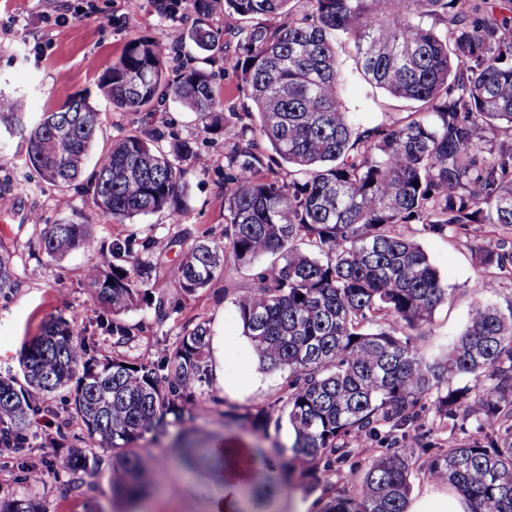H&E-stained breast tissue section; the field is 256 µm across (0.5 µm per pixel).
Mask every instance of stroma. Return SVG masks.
Listing matches in <instances>:
<instances>
[{"instance_id": "obj_1", "label": "stroma", "mask_w": 512, "mask_h": 512, "mask_svg": "<svg viewBox=\"0 0 512 512\" xmlns=\"http://www.w3.org/2000/svg\"><path fill=\"white\" fill-rule=\"evenodd\" d=\"M81 2L0 0V97L24 100L35 120L73 97H86L101 114L95 146L99 152L111 146L113 140L136 131L157 129L166 136L193 141L198 155L209 158L210 163L204 168L194 162L189 164L185 176L187 193L179 214L165 211L124 222L99 218L90 226L92 236L103 245L127 239L136 246L144 238H153L158 246L151 259L167 268L180 262L198 239L224 238L223 187L229 172L224 135L203 131L193 113L169 98L138 112L113 108L98 97L96 84L131 40L148 37L166 44L174 32L189 30L190 25L163 17L155 0H94V13L82 17L76 13ZM234 48V43L225 42L223 54L216 56L207 69L213 75L225 111L240 113L242 123L247 124L254 105L231 66ZM342 102L364 126L391 123L405 117L409 110L407 103L371 87L359 76L344 87ZM93 209V196L86 183L59 190L31 167L16 138L0 132V249L11 253L18 278L16 291L0 296V373L18 372L24 345L52 319L86 330L99 353H111L112 338L96 325L99 308L85 280L90 255L79 249L52 259L39 247L44 225L70 217L75 210ZM408 231L415 235L454 293L451 303L436 310L427 347L436 349L457 337L475 301L501 308L512 302V277L476 265V237L465 233L433 236L416 224ZM481 278L493 280L495 286L479 295L474 286ZM252 279V270L227 265L223 276L187 301L179 295L174 281L161 278L153 289L170 301L167 320L157 323L153 315L140 310L124 316L133 328L127 350L131 359L154 356L172 343L183 327L205 321L213 339L223 342L225 378L244 372L253 377L252 384L235 397L225 395L215 378H207L193 418L164 433H146L140 454L161 461L160 484L145 497L151 512H197L194 501L169 497L164 490L171 475L182 470L172 452L177 436H185L202 447L221 438L228 447L249 451L287 445L293 439V431L285 423L270 429L268 437L263 438L224 421L227 407L255 411L274 402L287 378L286 373L260 369L237 321L233 291L249 287ZM48 405V410L38 415L24 448L9 460L0 459V500L36 497L46 503L49 512H126L125 504L112 497L108 480L112 455L107 451L100 454V474L86 477L82 487H75L66 476L35 487L24 483L21 462H35L44 455V442L56 435L57 417L67 408L66 402L56 398L49 399Z\"/></svg>"}]
</instances>
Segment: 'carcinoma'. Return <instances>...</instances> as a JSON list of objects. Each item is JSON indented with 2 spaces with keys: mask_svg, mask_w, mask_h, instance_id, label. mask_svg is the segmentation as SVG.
I'll return each instance as SVG.
<instances>
[{
  "mask_svg": "<svg viewBox=\"0 0 512 512\" xmlns=\"http://www.w3.org/2000/svg\"><path fill=\"white\" fill-rule=\"evenodd\" d=\"M192 27L177 35L208 61L224 52L208 23L216 6L250 21L233 31L234 70L249 89L256 119L232 122L212 77L195 66L171 71L150 39L130 43L99 82L114 108L139 112L169 97L196 114L206 131H224L233 173L224 180V241L202 239L175 266L151 261L149 237L132 251L114 240L103 250L91 216L75 212L47 224L40 248L52 258L75 249L95 256L86 272L112 354L97 353L84 332L61 321L27 343L22 377L0 373V457L27 442L35 421L32 396L65 392L79 441L112 452V493L128 505L141 498L151 466L135 447L152 429L183 421L209 372L211 329H184L157 356L131 361L117 348L131 338L123 315L147 310L162 322L168 302L151 282L174 281L189 298L224 266L251 267L271 254L234 297L243 334L269 373L288 372L279 408L232 407L224 418L268 432L287 417L294 438L277 450V465L307 485L320 468L336 472L323 488L322 512H405L412 473L446 483L469 512H512V304L478 303L447 349L429 355L415 344L428 335L436 309L452 300L415 237L512 227V0H194ZM352 48L355 70L388 95L415 103L390 124L362 127L341 102L351 79L337 45ZM100 126L79 97L32 124L22 107L0 99V127L19 138L30 164L64 191L84 174ZM279 171L259 166L266 149ZM192 143H166L162 132L129 134L101 153L87 178L100 215L113 219L177 212L186 192ZM483 269L512 268L505 242L486 235L475 252ZM18 288L8 251L0 252V296ZM303 298H298V295ZM396 323L404 335L386 326ZM480 385L473 393L463 383ZM449 433L472 426L479 437L448 448L421 437L390 443L363 474L343 470L359 441L418 426L425 409ZM51 449L27 467L28 482L61 474L79 487L98 472L90 448ZM0 512H47L34 498L0 501Z\"/></svg>",
  "mask_w": 512,
  "mask_h": 512,
  "instance_id": "1",
  "label": "carcinoma"
}]
</instances>
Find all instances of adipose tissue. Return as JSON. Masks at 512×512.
Listing matches in <instances>:
<instances>
[{
  "label": "adipose tissue",
  "mask_w": 512,
  "mask_h": 512,
  "mask_svg": "<svg viewBox=\"0 0 512 512\" xmlns=\"http://www.w3.org/2000/svg\"><path fill=\"white\" fill-rule=\"evenodd\" d=\"M211 453L214 466L203 480L213 491L198 499L202 512H248L250 504L243 491L258 486L259 481L253 476L243 449L215 447ZM406 512H467V505L452 489L433 484L409 500Z\"/></svg>",
  "instance_id": "1"
}]
</instances>
